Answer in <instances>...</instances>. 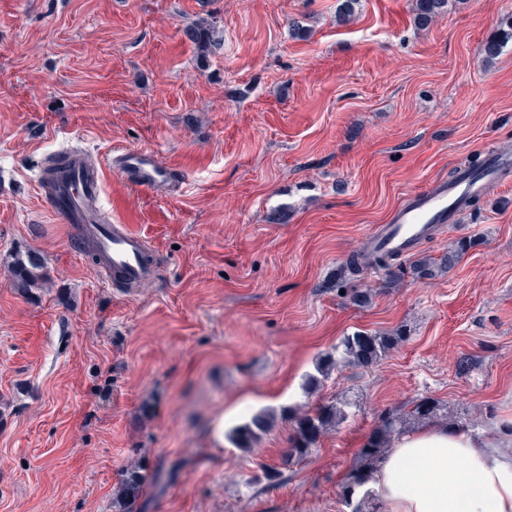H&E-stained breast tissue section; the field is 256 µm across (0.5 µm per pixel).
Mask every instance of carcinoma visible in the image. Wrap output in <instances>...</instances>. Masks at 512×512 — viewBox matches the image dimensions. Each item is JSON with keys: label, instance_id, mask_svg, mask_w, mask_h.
<instances>
[{"label": "carcinoma", "instance_id": "cac0c4a2", "mask_svg": "<svg viewBox=\"0 0 512 512\" xmlns=\"http://www.w3.org/2000/svg\"><path fill=\"white\" fill-rule=\"evenodd\" d=\"M418 19L423 24L431 22L448 11V0H417ZM192 40L204 55L213 53L220 45L214 28L200 23L192 29ZM512 40V24L498 39L485 43L484 54L496 58L504 42ZM368 259L363 254H353L344 263L343 277H353L362 270ZM400 337L382 333H368L357 330L343 338L338 346L340 359L348 364L369 366L378 362L393 348ZM346 404H332L317 407L304 414L291 416L293 426L292 446L282 458L280 467L267 468L264 477L268 484L282 482L283 470L303 459L318 441L321 434L345 418ZM446 417L444 405L434 399L415 402L409 409L383 416L375 431L369 436L358 453V462L349 472L342 486V499L348 512H383V503L369 487L390 451L392 438L404 433L410 422H437ZM273 423V417L260 412L253 415L248 423L239 427L234 434L236 447L250 450L257 440L266 434ZM147 482V474L140 466H131L122 474L119 489L112 499L113 512H137Z\"/></svg>", "mask_w": 512, "mask_h": 512}]
</instances>
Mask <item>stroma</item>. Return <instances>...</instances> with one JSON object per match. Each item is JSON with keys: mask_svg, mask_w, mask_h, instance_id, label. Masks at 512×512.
Returning <instances> with one entry per match:
<instances>
[{"mask_svg": "<svg viewBox=\"0 0 512 512\" xmlns=\"http://www.w3.org/2000/svg\"><path fill=\"white\" fill-rule=\"evenodd\" d=\"M0 0V512H346L341 485L386 412L441 401L512 453V178L385 269L340 279L413 191L512 147V0ZM221 41L198 54L188 31ZM307 34L296 37L293 25ZM148 148L183 178L104 174L155 281L113 290L38 183L69 146ZM459 261L432 278L416 260ZM37 281L23 288L18 263ZM357 330L405 333L378 363L322 359ZM347 417L266 485L289 414ZM274 423L252 450L231 431ZM192 40L203 55L213 53L220 45L214 28L205 22L192 29ZM147 482L145 470L137 466L127 468L122 474L119 489L112 499L114 512H139L137 511L140 499Z\"/></svg>", "mask_w": 512, "mask_h": 512, "instance_id": "1", "label": "stroma"}]
</instances>
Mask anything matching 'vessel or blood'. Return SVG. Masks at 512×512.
<instances>
[{
    "label": "vessel or blood",
    "instance_id": "vessel-or-blood-1",
    "mask_svg": "<svg viewBox=\"0 0 512 512\" xmlns=\"http://www.w3.org/2000/svg\"><path fill=\"white\" fill-rule=\"evenodd\" d=\"M108 168L130 185L143 189L170 188L179 182L176 170L147 149H121L102 161L90 160L74 149L43 162L39 187L53 214L71 225L75 236L89 246L97 265L109 274L112 287L142 288L155 280L157 261L144 235L130 225L113 223L99 207L103 174ZM511 171L512 153L495 152L481 171L464 168L453 181H437L410 193L406 203L394 210L389 223L374 229L372 248L411 255L433 236L438 225L453 223L474 198Z\"/></svg>",
    "mask_w": 512,
    "mask_h": 512
}]
</instances>
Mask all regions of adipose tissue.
Returning a JSON list of instances; mask_svg holds the SVG:
<instances>
[{
	"mask_svg": "<svg viewBox=\"0 0 512 512\" xmlns=\"http://www.w3.org/2000/svg\"><path fill=\"white\" fill-rule=\"evenodd\" d=\"M373 485L386 512H512V454L479 434L422 430L399 438Z\"/></svg>",
	"mask_w": 512,
	"mask_h": 512,
	"instance_id": "obj_1",
	"label": "adipose tissue"
}]
</instances>
